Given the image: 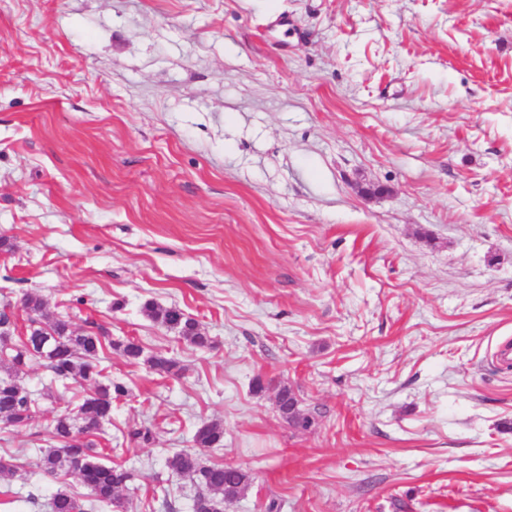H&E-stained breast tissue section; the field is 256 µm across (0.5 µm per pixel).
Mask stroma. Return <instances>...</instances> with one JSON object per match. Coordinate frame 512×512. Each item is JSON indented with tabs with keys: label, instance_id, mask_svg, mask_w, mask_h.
Wrapping results in <instances>:
<instances>
[{
	"label": "stroma",
	"instance_id": "1",
	"mask_svg": "<svg viewBox=\"0 0 512 512\" xmlns=\"http://www.w3.org/2000/svg\"><path fill=\"white\" fill-rule=\"evenodd\" d=\"M101 325L123 512H193L166 460L247 471L224 512H512V0H0V307ZM194 318L199 349L147 318ZM263 382L256 391L255 382ZM0 424V512L76 410L42 365ZM291 387L305 431L276 407ZM148 427L151 443L131 439ZM224 439V429L216 423H204L197 427L194 434L195 448L200 450L218 448Z\"/></svg>",
	"mask_w": 512,
	"mask_h": 512
}]
</instances>
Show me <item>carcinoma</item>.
<instances>
[{
  "mask_svg": "<svg viewBox=\"0 0 512 512\" xmlns=\"http://www.w3.org/2000/svg\"><path fill=\"white\" fill-rule=\"evenodd\" d=\"M23 308L40 321L37 331H27L25 339L10 344L8 367L0 376V421L15 428L30 426L34 420V405L28 389L19 380L31 363H42L60 380H79L88 386L77 417L62 414L55 420L54 435L59 445L41 451L38 466L46 473H75L87 487L100 508H123L121 492L134 479V472L120 465L106 463L95 441L83 442L74 430L98 427V423L112 416V404L127 395L126 388L112 382L105 375L101 362L106 359L105 336L90 325L81 331L70 328L67 321L43 322L44 301L35 294L25 297ZM144 314L189 342L205 348L210 338L202 334L196 321L177 307H161L153 301L143 305ZM131 363L142 358L141 346L133 341L115 344ZM149 369L166 376L181 372L179 362L164 353L146 360ZM292 389L284 386L277 393V409L289 424L306 428L310 423H299L288 414V396ZM224 439V429L216 423H204L194 434L195 447L204 450L218 448ZM168 468L176 474H190L202 488L194 499L193 512H222L224 501L238 498L249 485V476L239 468L204 464L197 453L178 452L167 459ZM51 512H87V501L67 491L57 492L51 499Z\"/></svg>",
  "mask_w": 512,
  "mask_h": 512,
  "instance_id": "cac0c4a2",
  "label": "carcinoma"
}]
</instances>
